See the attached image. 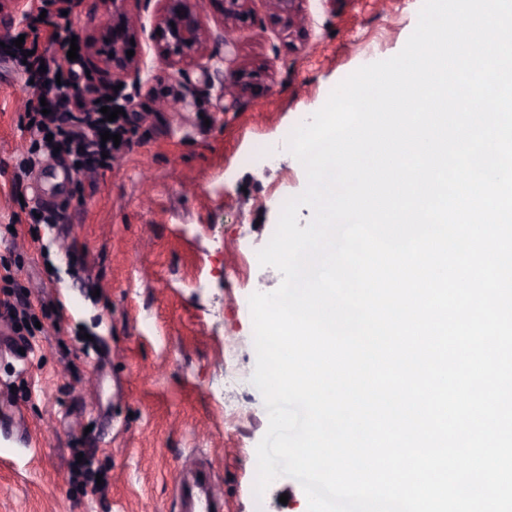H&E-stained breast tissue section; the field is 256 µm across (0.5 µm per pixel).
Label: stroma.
<instances>
[{"label":"stroma","mask_w":512,"mask_h":512,"mask_svg":"<svg viewBox=\"0 0 512 512\" xmlns=\"http://www.w3.org/2000/svg\"><path fill=\"white\" fill-rule=\"evenodd\" d=\"M422 0H305L310 38H289L265 0L237 33L233 62L223 20L205 13L216 63L162 64L149 31L156 0H129L142 21L140 118L111 168L74 169L42 153L27 130L17 56L0 55V290L26 294L37 322L29 340L0 321V412L24 423V442L0 440V512H182L176 484L205 458L224 512H303L289 476L256 496V449L268 413L251 378L250 287L276 290L280 271L255 257L271 239L279 200L303 192L304 168L289 151L246 162L260 142L287 140L368 58L397 55ZM98 0H72L62 26L76 36L88 74L110 75L90 45ZM193 101L158 110L164 98ZM232 179H225V168ZM56 205L35 207V185ZM78 260L66 263L63 252ZM234 351L238 382L224 383ZM83 449L99 485L70 483Z\"/></svg>","instance_id":"1"}]
</instances>
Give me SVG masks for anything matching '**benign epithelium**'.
<instances>
[{"label":"benign epithelium","instance_id":"obj_1","mask_svg":"<svg viewBox=\"0 0 512 512\" xmlns=\"http://www.w3.org/2000/svg\"><path fill=\"white\" fill-rule=\"evenodd\" d=\"M129 0H105L109 8L101 22V32L94 46L115 81L125 80L135 67V57L127 56L134 49L130 40L138 39L137 23L129 16L125 4ZM252 0H159L153 35L160 59L173 66L183 62L194 63L202 72H208L212 56L206 54L207 32L203 14L209 10L224 18V46L231 48L236 40V23L251 14ZM300 0H268L272 16L288 30L299 27Z\"/></svg>","mask_w":512,"mask_h":512}]
</instances>
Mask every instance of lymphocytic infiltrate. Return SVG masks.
<instances>
[{
  "label": "lymphocytic infiltrate",
  "instance_id": "obj_1",
  "mask_svg": "<svg viewBox=\"0 0 512 512\" xmlns=\"http://www.w3.org/2000/svg\"><path fill=\"white\" fill-rule=\"evenodd\" d=\"M56 11L45 18L31 15L27 18L25 36L34 47L33 55L27 56L24 69L30 75L27 85V106L38 111L47 108V115L35 121L36 132L53 130L47 150H58L60 155L76 156L89 163H102L104 154L112 153L113 141L102 140L103 132L112 130L113 124L103 115L106 94L91 89L89 97L75 94L73 88L78 79L77 64L69 60V37L60 33V20L64 11L70 10L71 0H55ZM47 42L50 54L38 53L40 42Z\"/></svg>",
  "mask_w": 512,
  "mask_h": 512
}]
</instances>
